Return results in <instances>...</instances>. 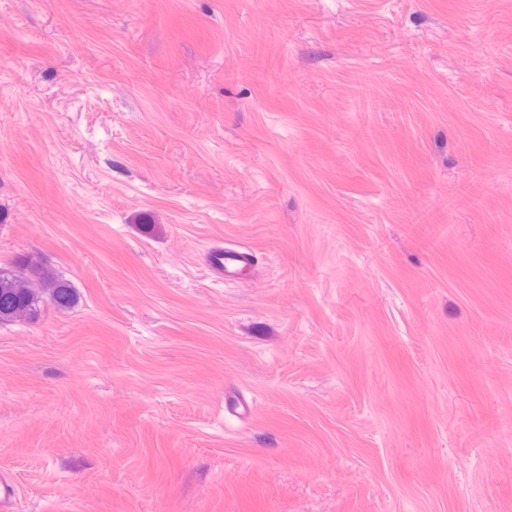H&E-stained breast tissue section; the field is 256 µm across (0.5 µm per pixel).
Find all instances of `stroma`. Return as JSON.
<instances>
[{"instance_id": "1", "label": "stroma", "mask_w": 512, "mask_h": 512, "mask_svg": "<svg viewBox=\"0 0 512 512\" xmlns=\"http://www.w3.org/2000/svg\"><path fill=\"white\" fill-rule=\"evenodd\" d=\"M28 259L12 512H512V0H0ZM251 254L242 248L216 245L210 247L205 254V264L215 279L224 281L235 279L241 272L240 268L248 265ZM27 262L16 261L11 266L0 265V281H10L13 288L7 294L0 288V326L38 319L45 304L59 311L72 309L77 303L76 288L46 266H41L38 277L24 274Z\"/></svg>"}]
</instances>
